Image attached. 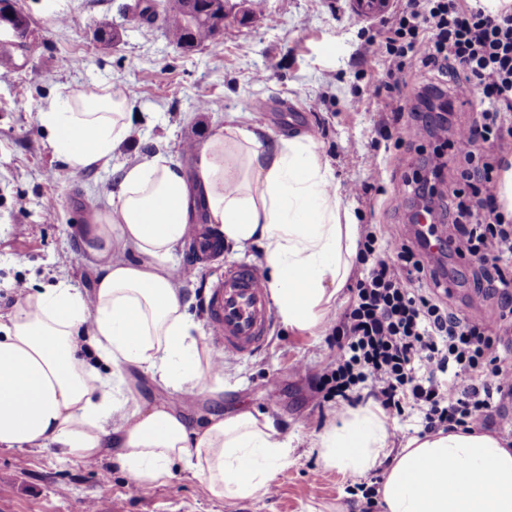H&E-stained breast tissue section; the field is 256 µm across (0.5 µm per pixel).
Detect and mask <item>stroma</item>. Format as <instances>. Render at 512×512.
Instances as JSON below:
<instances>
[{
  "mask_svg": "<svg viewBox=\"0 0 512 512\" xmlns=\"http://www.w3.org/2000/svg\"><path fill=\"white\" fill-rule=\"evenodd\" d=\"M136 3L16 0L40 38L28 61L0 59L1 312L16 303L12 285L18 280L31 292L63 282L91 294L103 261L87 252L84 230L105 202L104 186L115 185V169L157 151L192 169L185 144H202L230 113L276 136L311 134L355 223L387 237L412 236L418 204L403 174L433 146L419 151L376 134L391 122L383 98L374 94L384 66H366L365 59L384 17H360L349 0H264L258 17L227 19L223 36L182 50L171 45L162 23L134 19ZM103 22L116 33L107 44L97 39ZM98 82L136 87L133 122L110 169L77 177L55 153L38 112L59 92ZM356 182L370 183L367 195H349ZM191 264L193 276L177 285L213 348L206 311L212 285L229 266L264 271V250L228 245ZM431 264L448 273L449 307L472 316L473 265L448 249L435 253ZM335 352L329 331L299 335L279 322L266 349L225 360L219 398L172 394L137 369L126 373L131 401L165 402L195 422L240 408L273 417L292 451L272 493L230 502L211 496L180 466L164 484L150 486L105 458L74 465L51 448L1 450L0 512H30L35 505L41 512H360L358 497L347 492L355 478L327 467L312 446L340 422L339 404L325 400L315 384Z\"/></svg>",
  "mask_w": 512,
  "mask_h": 512,
  "instance_id": "1",
  "label": "stroma"
}]
</instances>
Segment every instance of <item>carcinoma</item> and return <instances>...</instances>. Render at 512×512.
I'll return each mask as SVG.
<instances>
[{
  "label": "carcinoma",
  "mask_w": 512,
  "mask_h": 512,
  "mask_svg": "<svg viewBox=\"0 0 512 512\" xmlns=\"http://www.w3.org/2000/svg\"><path fill=\"white\" fill-rule=\"evenodd\" d=\"M136 18L147 23L161 20L170 41L179 49H191L215 37L207 21H187L182 0H139Z\"/></svg>",
  "instance_id": "carcinoma-1"
}]
</instances>
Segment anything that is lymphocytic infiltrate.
Masks as SVG:
<instances>
[{
	"mask_svg": "<svg viewBox=\"0 0 512 512\" xmlns=\"http://www.w3.org/2000/svg\"><path fill=\"white\" fill-rule=\"evenodd\" d=\"M385 64V87L400 88L384 107L399 121L398 139L434 143L432 157L411 173L408 192L432 211L448 156L465 162L450 189L455 253L476 261L473 308L496 297V325L461 317L444 302L445 276L429 264L425 238L395 242L389 263L376 232L362 242L352 301L331 331L336 354L317 384L327 397L354 404L373 396L388 415L419 410L425 432L493 423L512 398V221L500 209L487 149L512 138V8L490 12L484 0H406L372 50ZM437 81L410 84L417 72ZM480 119L452 126L460 94Z\"/></svg>",
	"mask_w": 512,
	"mask_h": 512,
	"instance_id": "lymphocytic-infiltrate-1",
	"label": "lymphocytic infiltrate"
}]
</instances>
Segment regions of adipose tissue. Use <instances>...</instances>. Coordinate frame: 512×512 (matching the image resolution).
Instances as JSON below:
<instances>
[{"mask_svg":"<svg viewBox=\"0 0 512 512\" xmlns=\"http://www.w3.org/2000/svg\"><path fill=\"white\" fill-rule=\"evenodd\" d=\"M132 115L130 96L105 84L50 98L39 123L79 172L109 167ZM197 201L225 243L263 248L264 286L289 330L325 328L361 228L312 135L275 138L228 116L199 146L194 176L160 151L119 169L87 235V250L108 260L93 300L62 283L0 314V447L52 448L72 464L106 455L146 485L164 483L179 464L221 500L268 488L290 455L273 418L242 409L196 425L163 403L129 406L123 389L129 367L181 395L224 388L172 276ZM119 250L138 261L111 260ZM390 444L386 414L369 404L346 410L313 446L350 476L389 459L377 490L384 512H512V447L488 431L440 430L397 451Z\"/></svg>","mask_w":512,"mask_h":512,"instance_id":"ef3b65f1","label":"adipose tissue"}]
</instances>
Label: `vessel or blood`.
Segmentation results:
<instances>
[{"mask_svg": "<svg viewBox=\"0 0 512 512\" xmlns=\"http://www.w3.org/2000/svg\"><path fill=\"white\" fill-rule=\"evenodd\" d=\"M209 311L221 354L245 357L266 345L273 324L272 308L261 277L252 267L225 271L212 291Z\"/></svg>", "mask_w": 512, "mask_h": 512, "instance_id": "vessel-or-blood-1", "label": "vessel or blood"}]
</instances>
